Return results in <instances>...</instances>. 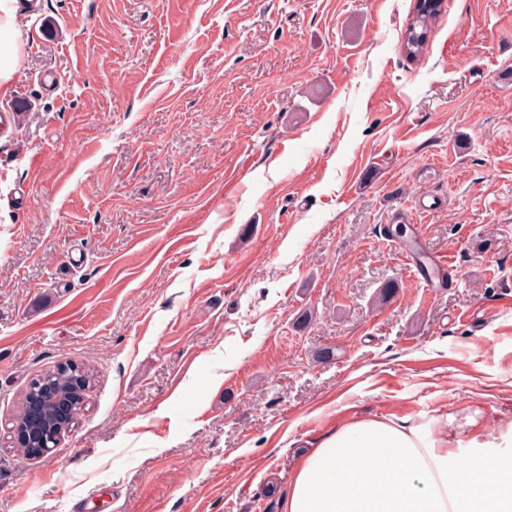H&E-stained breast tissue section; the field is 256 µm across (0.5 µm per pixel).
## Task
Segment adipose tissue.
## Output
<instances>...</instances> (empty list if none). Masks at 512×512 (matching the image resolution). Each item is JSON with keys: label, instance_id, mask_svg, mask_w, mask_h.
<instances>
[{"label": "adipose tissue", "instance_id": "adipose-tissue-1", "mask_svg": "<svg viewBox=\"0 0 512 512\" xmlns=\"http://www.w3.org/2000/svg\"><path fill=\"white\" fill-rule=\"evenodd\" d=\"M18 0H0V95L18 62ZM279 512H512V456L436 421L364 418L301 458Z\"/></svg>", "mask_w": 512, "mask_h": 512}]
</instances>
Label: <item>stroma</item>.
Wrapping results in <instances>:
<instances>
[{"label":"stroma","instance_id":"stroma-1","mask_svg":"<svg viewBox=\"0 0 512 512\" xmlns=\"http://www.w3.org/2000/svg\"><path fill=\"white\" fill-rule=\"evenodd\" d=\"M413 3L22 12L0 96L19 114L0 130V512H272L358 417L512 433V0H444L414 60ZM417 224L443 287L408 269ZM69 363L92 396L26 458L13 419Z\"/></svg>","mask_w":512,"mask_h":512}]
</instances>
